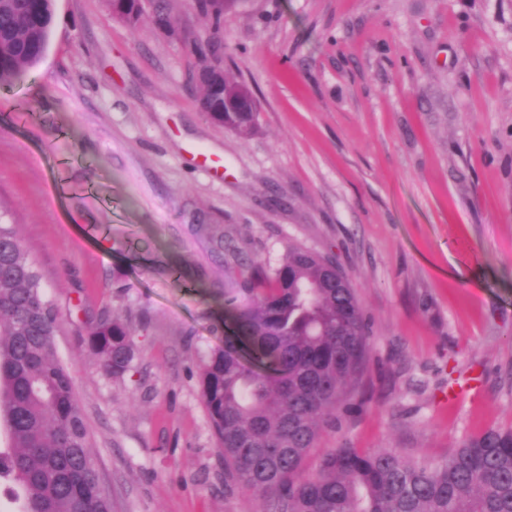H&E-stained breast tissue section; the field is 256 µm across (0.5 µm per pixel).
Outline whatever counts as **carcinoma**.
<instances>
[{"mask_svg":"<svg viewBox=\"0 0 512 512\" xmlns=\"http://www.w3.org/2000/svg\"><path fill=\"white\" fill-rule=\"evenodd\" d=\"M54 0H0V87L40 61ZM243 138L250 112H213ZM251 302L232 314L224 345L200 375L201 397L224 465V492L250 493L261 512H512V429L464 437L442 462L396 449L326 448L304 460L370 357V325L340 266L301 246L253 269ZM55 314L12 228L0 224V486L12 512H112L88 446L70 371L54 342ZM104 374L133 368L132 327L94 324L86 340Z\"/></svg>","mask_w":512,"mask_h":512,"instance_id":"carcinoma-1","label":"carcinoma"}]
</instances>
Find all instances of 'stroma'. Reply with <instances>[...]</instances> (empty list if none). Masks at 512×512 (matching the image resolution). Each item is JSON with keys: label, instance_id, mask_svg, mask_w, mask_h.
<instances>
[{"label": "stroma", "instance_id": "stroma-1", "mask_svg": "<svg viewBox=\"0 0 512 512\" xmlns=\"http://www.w3.org/2000/svg\"><path fill=\"white\" fill-rule=\"evenodd\" d=\"M55 0L45 56L0 88V222L56 315L55 343L114 512H258L224 492L200 373L228 300L289 246L334 258L371 327L359 412L321 448L440 461L512 428V0ZM260 104L213 122L198 51ZM133 327L105 375L86 338ZM478 377L477 397L443 402ZM132 327L117 318H104L94 324L87 336L89 352L104 374L121 379L133 368L135 346Z\"/></svg>", "mask_w": 512, "mask_h": 512}]
</instances>
